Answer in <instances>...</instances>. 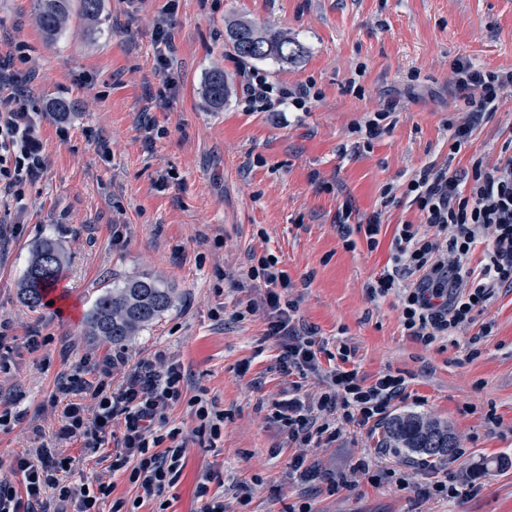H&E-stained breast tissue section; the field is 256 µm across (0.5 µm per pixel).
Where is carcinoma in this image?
I'll use <instances>...</instances> for the list:
<instances>
[{
  "label": "carcinoma",
  "mask_w": 512,
  "mask_h": 512,
  "mask_svg": "<svg viewBox=\"0 0 512 512\" xmlns=\"http://www.w3.org/2000/svg\"><path fill=\"white\" fill-rule=\"evenodd\" d=\"M35 18L46 36H58L70 22V0H36ZM226 36L240 58L288 62L304 54V46L283 28L258 27L235 19L227 25ZM228 94L229 80L224 69L212 68L203 87L206 102L214 108L222 107ZM64 276V260L58 248L49 241L38 244L22 279L23 300L32 308L41 306ZM174 301V289L160 279L147 274L131 277L98 295L86 314L88 332L112 345H122L148 328ZM381 446L404 448L432 460L451 459L458 448L448 426L414 412L389 419Z\"/></svg>",
  "instance_id": "obj_1"
}]
</instances>
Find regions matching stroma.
Segmentation results:
<instances>
[{"mask_svg": "<svg viewBox=\"0 0 512 512\" xmlns=\"http://www.w3.org/2000/svg\"><path fill=\"white\" fill-rule=\"evenodd\" d=\"M34 0H0V64L38 111L37 139L46 169L25 183L17 208L0 220L20 224L0 257V319L10 369L0 374V411H27L43 433L55 424L49 396L64 360L99 361L113 346L87 336L84 316L102 288L128 275L160 277L178 291L174 307L125 347L129 361L164 350L187 374L170 426L189 434L197 421L186 400L205 394L224 411L219 447L191 438L167 512H198L202 474L222 480L225 512H512V288L497 290L475 324L426 346L407 336L397 296L374 300L366 285L384 269L395 224L415 211L390 206L380 244L368 249L355 228L420 167L464 170L472 156L495 161L512 139V91L485 113L456 158L448 124L467 117L455 90L456 61L512 70V0H102L87 23L71 7L69 28L46 41ZM167 15L173 45L167 90L156 70L155 21ZM245 17L277 25L303 44L293 62L268 59L269 79L313 83L310 111L248 112L240 102L237 57L225 21ZM221 66L231 94L208 110L200 96L208 71ZM74 103L70 119L49 110ZM396 105L390 129L370 140L354 132L383 104ZM350 209L351 235L336 222ZM58 243L68 271V307L30 308L19 282L33 248ZM278 258L292 282L287 297L301 323L329 345L347 344L366 381L403 375L408 386L393 412L416 411L447 424L459 444L449 460L460 495L424 494L432 470L401 448H383L382 424H345L336 442L289 445L268 418L287 386L280 346L266 320L245 308L249 292L221 279L247 268L249 255ZM492 323L490 335L479 333ZM51 342L31 351L30 332ZM495 421H488L487 411ZM42 435L0 429V480L12 481L14 453L39 447ZM304 454L313 476L291 463ZM372 458L409 488L374 484L355 468ZM252 499L240 504L236 487Z\"/></svg>", "mask_w": 512, "mask_h": 512, "instance_id": "1", "label": "stroma"}]
</instances>
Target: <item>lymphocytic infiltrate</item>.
<instances>
[{
    "instance_id": "1",
    "label": "lymphocytic infiltrate",
    "mask_w": 512,
    "mask_h": 512,
    "mask_svg": "<svg viewBox=\"0 0 512 512\" xmlns=\"http://www.w3.org/2000/svg\"><path fill=\"white\" fill-rule=\"evenodd\" d=\"M455 73L456 90L472 116L454 126L449 137L450 149L457 153L471 136L474 118L496 111L502 94L512 87V70L461 62ZM240 75L241 100L254 112L283 105L306 112L316 97L311 85L278 84L257 68L241 67ZM34 131L28 99L12 75L0 70V204L10 205L19 198L22 184L44 170ZM402 195L419 220L395 226L387 265L368 291L373 299L396 294L404 330L429 345L473 323L498 288L512 287V151L502 150L492 165L473 158L470 173L462 176L422 167L407 180ZM236 285L262 291L248 309L263 310L267 335L281 346L277 368L290 383L287 399L275 403L271 417L292 443L305 447L315 440L335 441L338 424L379 422L404 395V377L383 373L365 382L344 345L337 350L334 368L323 371L320 357L326 349L297 319L296 303L283 299L282 290L292 283L274 256L258 257ZM117 364L110 356L94 364L82 358L58 374L50 398L58 429L52 439L13 457L10 468L19 483H0V512H137L136 504L113 498L109 482H75L80 462L61 456L62 442L79 444L91 457L119 438L111 468L128 469L141 501H160L178 483L186 442L180 428L168 427L166 412L184 398L182 366L159 351L131 365L116 386L112 370ZM319 373L325 391L315 402L304 401L303 379ZM187 401L198 421L199 443L216 447L224 428L223 410L198 395Z\"/></svg>"
}]
</instances>
